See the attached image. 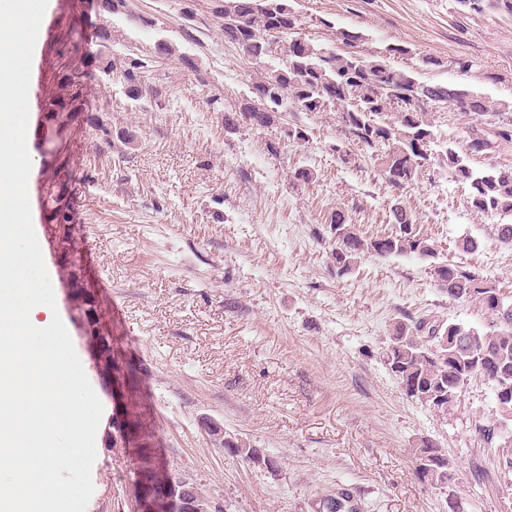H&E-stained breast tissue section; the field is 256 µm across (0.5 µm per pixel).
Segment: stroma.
Instances as JSON below:
<instances>
[{
    "label": "stroma",
    "instance_id": "stroma-1",
    "mask_svg": "<svg viewBox=\"0 0 512 512\" xmlns=\"http://www.w3.org/2000/svg\"><path fill=\"white\" fill-rule=\"evenodd\" d=\"M211 0H127L105 15L98 0H48L50 31L38 35L28 95L32 223L56 308L67 320L68 291L43 219L48 169L39 147L46 111L61 88L52 72L67 50L63 25L83 20L84 50L109 26L114 68L94 71L85 110L71 139L68 200L78 254L124 356L138 371L135 396L155 429L160 459L188 473L223 512H320L342 485L362 512H512V421L502 422L493 386L471 378L441 414L411 401L383 361L391 324L436 316L483 330L493 317L473 301L449 299L428 261L362 258L336 276L328 221L347 210L365 236L389 228L401 197L444 259L512 293V247L497 240L493 217L474 211L468 189L447 169L423 168L397 192L370 157L344 165L331 146L335 112L283 114L269 130L224 131L263 64L225 45ZM300 32L341 49L339 29L356 30L363 55L383 57L423 82L454 84L512 102V12L497 0L482 11L458 0H295ZM170 44V55L158 53ZM406 54H390L392 46ZM436 66L423 67V56ZM143 86L159 97L130 99L131 60ZM466 68H459V61ZM220 98L222 109L211 101ZM440 151L466 150L485 126L469 112H432ZM305 127L287 141L285 124ZM297 167L313 183L291 188ZM479 249H457L460 238ZM224 428L215 442L204 421ZM496 427L493 439L480 430ZM429 442L448 457L451 478L439 487L418 478L415 450ZM245 444L271 458L267 468L227 452ZM94 493L86 512H131L132 457L97 446Z\"/></svg>",
    "mask_w": 512,
    "mask_h": 512
}]
</instances>
